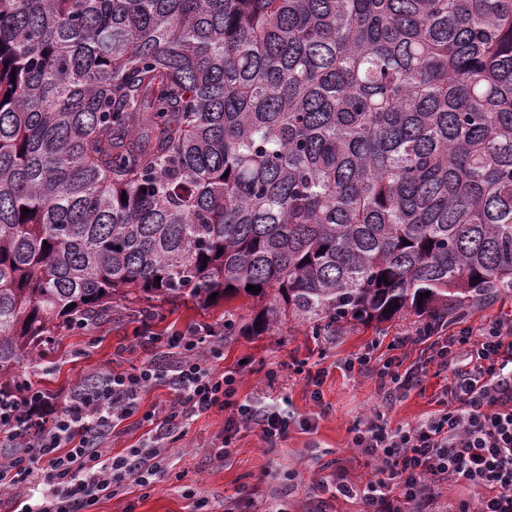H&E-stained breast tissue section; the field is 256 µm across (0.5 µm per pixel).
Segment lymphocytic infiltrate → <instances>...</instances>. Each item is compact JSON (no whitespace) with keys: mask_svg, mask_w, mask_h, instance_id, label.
Returning <instances> with one entry per match:
<instances>
[{"mask_svg":"<svg viewBox=\"0 0 512 512\" xmlns=\"http://www.w3.org/2000/svg\"><path fill=\"white\" fill-rule=\"evenodd\" d=\"M208 331L198 325L173 336L171 364L146 360L109 375L87 404L74 399L56 409L50 396L37 390L0 392V436L16 441L28 426L35 437L34 447L0 455V484L21 499L20 512H91L125 480L149 486L167 467L166 439L216 405L228 412L225 439L247 426L259 429L269 443L284 438L291 411L275 402L237 403L233 374L209 365L210 357L223 356V347L214 346L207 356L196 350L198 336ZM414 339L428 343L441 370L452 374L440 410L393 431L374 421L355 427L352 442L377 460L375 477L358 485L338 469L328 487L360 498L364 512H406L411 505L433 506L431 482L460 481L480 491L460 512H512V321L478 332L441 333L432 341L422 326ZM162 379L175 397L162 411L142 415L153 427L152 437L142 447L113 455L112 432L134 413L141 391Z\"/></svg>","mask_w":512,"mask_h":512,"instance_id":"lymphocytic-infiltrate-1","label":"lymphocytic infiltrate"}]
</instances>
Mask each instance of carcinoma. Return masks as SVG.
<instances>
[{"instance_id":"obj_1","label":"carcinoma","mask_w":512,"mask_h":512,"mask_svg":"<svg viewBox=\"0 0 512 512\" xmlns=\"http://www.w3.org/2000/svg\"><path fill=\"white\" fill-rule=\"evenodd\" d=\"M509 291L512 0H0V387L119 300L334 336Z\"/></svg>"}]
</instances>
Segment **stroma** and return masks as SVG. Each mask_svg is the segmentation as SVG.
Masks as SVG:
<instances>
[{
	"label": "stroma",
	"mask_w": 512,
	"mask_h": 512,
	"mask_svg": "<svg viewBox=\"0 0 512 512\" xmlns=\"http://www.w3.org/2000/svg\"><path fill=\"white\" fill-rule=\"evenodd\" d=\"M228 309L235 311L238 329L225 337L223 357L211 359L210 365L219 373L235 372L237 400L287 404L297 418L287 437L272 447L258 431L244 430L229 454L217 458L226 413L213 407L175 431L167 471L152 486L125 484L117 495L100 498L93 512H362L358 501L336 499L317 488L334 462L347 469L352 482L372 475L366 456L353 446L354 426L378 412L392 429L423 420L438 410L441 392L451 381L431 361L425 345L394 346L398 337L414 334L420 317L404 316L377 327L357 324L333 336L312 335L307 325L293 321L272 334L254 336L246 330L251 308L235 299L206 309L188 301L164 307L154 318L141 306L114 303L110 321L57 337L51 374L33 383L56 406H65L72 388L88 375L100 369L127 371L145 357L162 355L175 332L193 324L223 330ZM511 319L512 292H506L474 304L447 331ZM368 349L378 360L393 356L406 367L426 365L427 374L404 397L384 400L374 374L346 367ZM299 364L323 370L320 400L311 398L303 377L295 374ZM306 417L315 419L313 431L299 427Z\"/></svg>",
	"instance_id": "obj_1"
}]
</instances>
